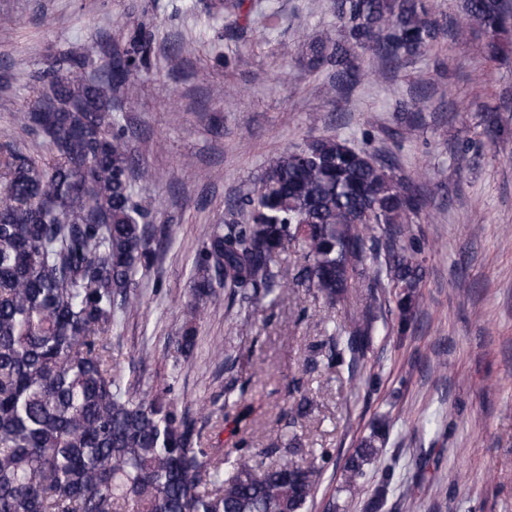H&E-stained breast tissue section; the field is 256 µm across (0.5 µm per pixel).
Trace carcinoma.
I'll list each match as a JSON object with an SVG mask.
<instances>
[{"label": "carcinoma", "mask_w": 512, "mask_h": 512, "mask_svg": "<svg viewBox=\"0 0 512 512\" xmlns=\"http://www.w3.org/2000/svg\"><path fill=\"white\" fill-rule=\"evenodd\" d=\"M244 0H208L205 9L239 15ZM335 23L310 48L308 67L329 75L328 92H348L373 75L359 53L399 68L443 51L444 39L463 42L472 30L495 62L512 48V0H462L448 22L434 0H331ZM153 33L129 25L122 44L63 52L56 72L34 85L18 115L24 134L39 140L38 155L0 151V512H305L313 502L319 462L296 459L297 436L276 437L281 460L257 474L252 409L224 400L222 417L236 424L234 447L207 446L196 420L165 389L151 396L112 364L111 337L119 313L136 306L137 276L149 271L156 246L169 237L155 228L134 198L132 181L153 175L114 129V93L131 98L135 75L149 69ZM109 57L100 75L87 70ZM414 96L398 106L411 121L430 109ZM498 108L480 119L490 144L512 139ZM260 187L240 198L239 211L215 230L194 261L189 322L225 298L255 303L293 281L326 302L368 282L366 310L348 334L332 330L328 349L308 364L340 372L365 354L378 296L397 300L400 331L413 321L423 280L414 245L400 243L422 201L398 166L355 149L339 136L310 137L270 155ZM297 243L304 263L291 273L280 256ZM224 289L219 295L217 289ZM196 329L174 342L188 356ZM278 422L294 428L313 402L300 380ZM390 422L377 420L344 465L342 490H363L366 462L388 443ZM231 468L224 475V466ZM393 477L384 471L368 504L381 505Z\"/></svg>", "instance_id": "1"}]
</instances>
